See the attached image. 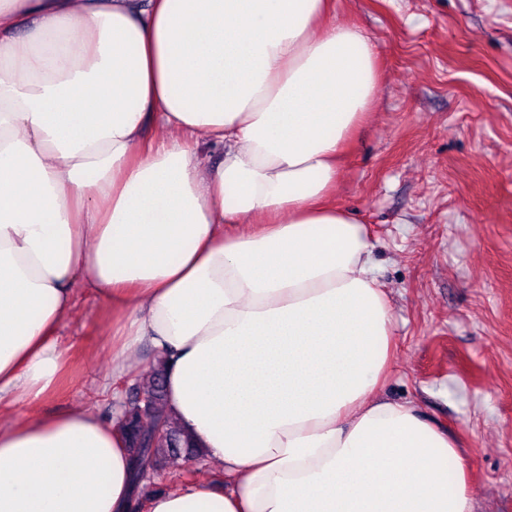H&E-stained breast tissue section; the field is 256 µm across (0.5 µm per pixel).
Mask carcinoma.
<instances>
[{
    "label": "carcinoma",
    "mask_w": 512,
    "mask_h": 512,
    "mask_svg": "<svg viewBox=\"0 0 512 512\" xmlns=\"http://www.w3.org/2000/svg\"><path fill=\"white\" fill-rule=\"evenodd\" d=\"M165 404V369L159 362L145 382L135 384L118 421L134 466L136 500L141 503L147 499V483L165 469L167 460L202 459V452L189 435L172 418L163 416Z\"/></svg>",
    "instance_id": "obj_1"
}]
</instances>
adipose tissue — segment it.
Returning a JSON list of instances; mask_svg holds the SVG:
<instances>
[{
  "label": "adipose tissue",
  "instance_id": "obj_1",
  "mask_svg": "<svg viewBox=\"0 0 512 512\" xmlns=\"http://www.w3.org/2000/svg\"><path fill=\"white\" fill-rule=\"evenodd\" d=\"M376 82L332 0H0V512L128 510L113 423L14 415L55 390L81 286L113 375L149 344L233 484L149 512H472L455 438L379 394L391 306L329 200Z\"/></svg>",
  "mask_w": 512,
  "mask_h": 512
}]
</instances>
